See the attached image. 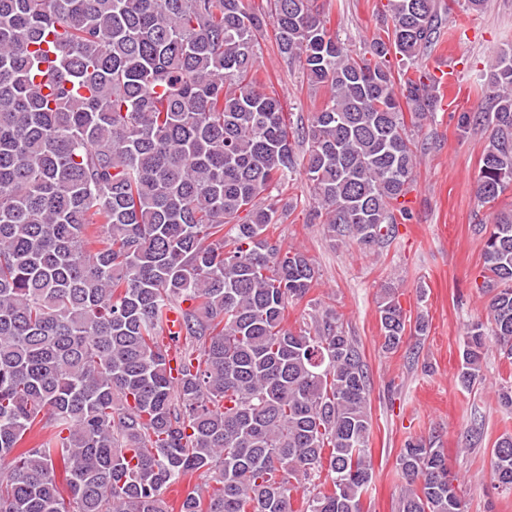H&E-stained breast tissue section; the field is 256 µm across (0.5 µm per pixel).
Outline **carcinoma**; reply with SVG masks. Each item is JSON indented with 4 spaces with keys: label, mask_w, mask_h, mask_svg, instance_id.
<instances>
[{
    "label": "carcinoma",
    "mask_w": 512,
    "mask_h": 512,
    "mask_svg": "<svg viewBox=\"0 0 512 512\" xmlns=\"http://www.w3.org/2000/svg\"><path fill=\"white\" fill-rule=\"evenodd\" d=\"M388 12L392 40L357 52L318 0H0V512H362L366 364L331 308L284 326L318 272L270 228L299 170L335 242L381 248L410 219L411 128L439 95L385 58L414 64L451 8ZM270 23L326 92L300 158L254 79ZM488 86L490 110L462 122L490 128L477 196L491 204L512 188L511 47ZM478 232L490 300L462 336L467 389L484 384L488 344L512 360V209ZM95 238L108 245L89 250ZM378 312L387 353L426 334L392 288ZM397 464L398 512H465L444 449L411 440ZM490 466L511 492L512 434ZM196 472L212 485L174 509L165 490Z\"/></svg>",
    "instance_id": "carcinoma-1"
}]
</instances>
